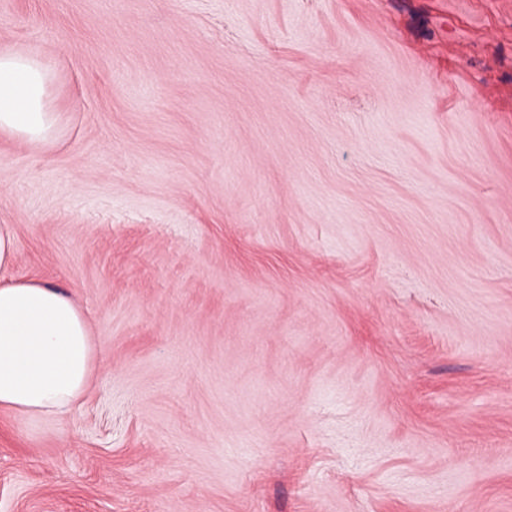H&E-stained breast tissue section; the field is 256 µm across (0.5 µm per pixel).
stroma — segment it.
<instances>
[{
	"mask_svg": "<svg viewBox=\"0 0 512 512\" xmlns=\"http://www.w3.org/2000/svg\"><path fill=\"white\" fill-rule=\"evenodd\" d=\"M7 279L86 395L0 413V512H512V0H0ZM54 79L53 67L39 54L0 50V134L34 144L56 138L59 115L47 98ZM18 249L13 225L0 224V271L12 266Z\"/></svg>",
	"mask_w": 512,
	"mask_h": 512,
	"instance_id": "35a3bbf8",
	"label": "stroma"
}]
</instances>
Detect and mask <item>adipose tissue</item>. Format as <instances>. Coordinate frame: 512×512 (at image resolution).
<instances>
[{
    "label": "adipose tissue",
    "mask_w": 512,
    "mask_h": 512,
    "mask_svg": "<svg viewBox=\"0 0 512 512\" xmlns=\"http://www.w3.org/2000/svg\"><path fill=\"white\" fill-rule=\"evenodd\" d=\"M54 79L39 54L0 50V134L34 144L55 139L59 115L47 98ZM94 353L88 323L67 293L37 281L0 282V409L24 436L82 398Z\"/></svg>",
    "instance_id": "ef3b65f1"
}]
</instances>
